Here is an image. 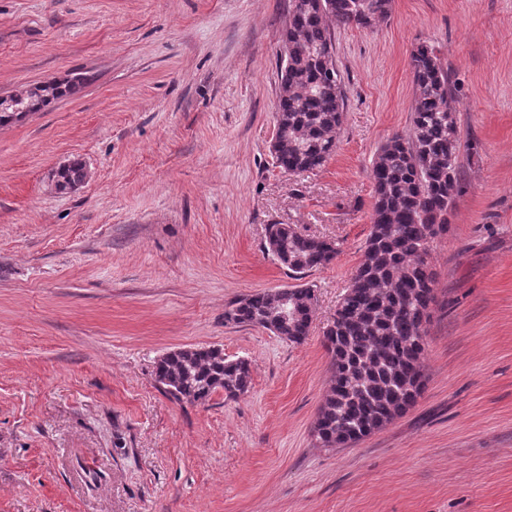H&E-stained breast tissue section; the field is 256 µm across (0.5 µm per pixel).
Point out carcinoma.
I'll return each instance as SVG.
<instances>
[{
    "label": "carcinoma",
    "mask_w": 512,
    "mask_h": 512,
    "mask_svg": "<svg viewBox=\"0 0 512 512\" xmlns=\"http://www.w3.org/2000/svg\"><path fill=\"white\" fill-rule=\"evenodd\" d=\"M392 0H289L283 32L280 89L271 152L276 167L300 174L325 165L344 123L343 81L333 54L335 27L368 29L389 17ZM414 99L411 129L383 144L370 169L372 224L364 255L323 332L332 385L319 410L314 436L322 448L353 444L404 413L421 396L423 326L435 302L430 244L448 233V213L464 192L462 140L455 88L438 51L422 44L410 58ZM74 84L37 86L17 97L35 111L72 91ZM88 176L74 160L53 173L60 192ZM267 250L303 278L339 253L333 241L304 235L291 224H270ZM315 290L306 285L252 294L224 320L258 325L301 344L309 334ZM156 381L177 403H204L223 390L247 393L251 363L229 359L218 347L180 349L157 362Z\"/></svg>",
    "instance_id": "cac0c4a2"
}]
</instances>
